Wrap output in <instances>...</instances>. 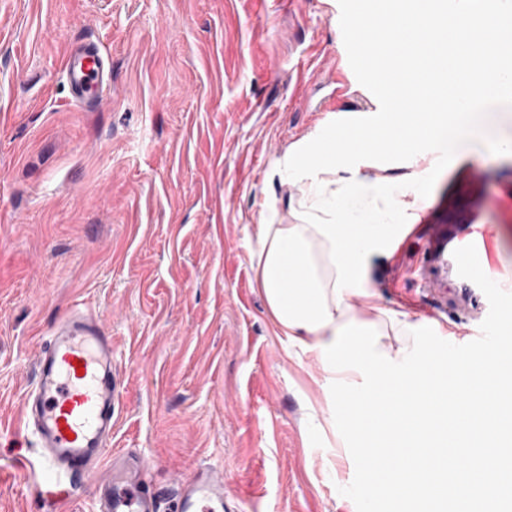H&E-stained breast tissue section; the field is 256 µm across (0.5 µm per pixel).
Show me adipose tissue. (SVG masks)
<instances>
[{"mask_svg":"<svg viewBox=\"0 0 512 512\" xmlns=\"http://www.w3.org/2000/svg\"><path fill=\"white\" fill-rule=\"evenodd\" d=\"M329 240L299 224H265L254 254L260 285L284 333L308 346L332 343L338 327L354 319L351 290L335 294L336 271L321 274Z\"/></svg>","mask_w":512,"mask_h":512,"instance_id":"obj_1","label":"adipose tissue"}]
</instances>
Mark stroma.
<instances>
[{"mask_svg": "<svg viewBox=\"0 0 512 512\" xmlns=\"http://www.w3.org/2000/svg\"><path fill=\"white\" fill-rule=\"evenodd\" d=\"M338 0H0V512H96L95 477L51 500L21 417L34 360L73 308L112 333L123 397L104 467L140 458L172 512L198 468L237 512H356L330 374L289 347L252 259L262 224L295 223L288 152L358 111ZM112 72L102 108L75 105L68 46ZM512 108L462 145L426 207L368 274L375 302L473 340L475 322L423 288L435 224H487L512 287Z\"/></svg>", "mask_w": 512, "mask_h": 512, "instance_id": "stroma-1", "label": "stroma"}]
</instances>
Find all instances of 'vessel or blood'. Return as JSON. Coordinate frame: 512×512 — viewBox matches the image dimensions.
<instances>
[{"label": "vessel or blood", "mask_w": 512, "mask_h": 512, "mask_svg": "<svg viewBox=\"0 0 512 512\" xmlns=\"http://www.w3.org/2000/svg\"><path fill=\"white\" fill-rule=\"evenodd\" d=\"M106 61L94 44L69 48L62 72L72 100L93 106L101 98L95 87L103 79ZM488 225L466 232L434 229L426 243L430 270L456 271L455 249L474 244L481 267H488ZM488 300L472 281L459 279L453 313L487 310ZM35 386L23 402L25 423L40 450L45 484L71 487L95 474L112 439L113 417L121 403L119 371L112 360V335L98 317L80 309L70 311L54 329L34 362ZM99 512H160L159 494L146 478L141 462L111 469L95 485ZM224 481L212 469L197 470L178 485L174 512H223Z\"/></svg>", "instance_id": "1"}]
</instances>
